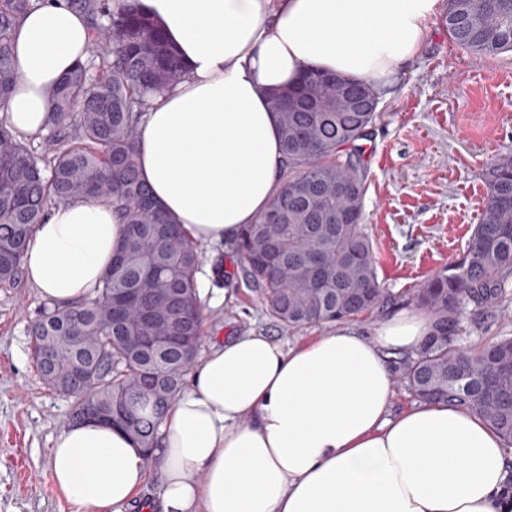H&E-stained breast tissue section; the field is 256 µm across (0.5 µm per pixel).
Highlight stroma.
Masks as SVG:
<instances>
[{
	"label": "stroma",
	"instance_id": "1",
	"mask_svg": "<svg viewBox=\"0 0 512 512\" xmlns=\"http://www.w3.org/2000/svg\"><path fill=\"white\" fill-rule=\"evenodd\" d=\"M447 9L448 0H439L418 57L382 91L367 143L364 225L387 299L379 312L352 320L363 332L462 256L488 202L490 165L512 150V53L491 63L456 48L442 25ZM200 262L228 265L233 281L223 288L217 276L208 278L223 300L203 307L199 354L217 337L253 330L287 346L326 333L323 325L292 330L273 321L259 285L223 248L202 246ZM41 304L28 283L0 288V512H81L50 474L52 440L71 423L72 408L69 397L42 384L32 362L29 328ZM465 321L474 341L512 333V300L492 313L468 306Z\"/></svg>",
	"mask_w": 512,
	"mask_h": 512
}]
</instances>
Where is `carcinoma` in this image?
<instances>
[{"label": "carcinoma", "mask_w": 512, "mask_h": 512, "mask_svg": "<svg viewBox=\"0 0 512 512\" xmlns=\"http://www.w3.org/2000/svg\"><path fill=\"white\" fill-rule=\"evenodd\" d=\"M92 24L86 61L64 78L42 149L0 121V285L20 282L27 246L49 206L112 201L125 247L84 300H45L32 358L49 388L73 398L74 416L118 403L125 429L148 452L192 368L202 335L199 247L155 203L138 165L139 124L151 95L182 77L180 60L137 0H71ZM492 14L448 0L443 26L459 48L489 60L512 51V0ZM31 0H0V99L14 83L13 32ZM287 159L282 188L232 246L246 276L262 285L265 312L300 329L379 309L373 247L362 225L367 172L363 141L379 117L378 91L354 78L306 73L269 97ZM352 186L336 193V183ZM347 213L348 224L336 223ZM278 243L288 260L271 264ZM512 287V151L489 169V198L462 257L411 294L431 316L430 336L401 358V378L421 402L448 403L482 417L512 447V336L463 344L462 314L492 312ZM87 377L71 387L73 367Z\"/></svg>", "instance_id": "cac0c4a2"}]
</instances>
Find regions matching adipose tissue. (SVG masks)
I'll return each instance as SVG.
<instances>
[{
  "label": "adipose tissue",
  "instance_id": "obj_1",
  "mask_svg": "<svg viewBox=\"0 0 512 512\" xmlns=\"http://www.w3.org/2000/svg\"><path fill=\"white\" fill-rule=\"evenodd\" d=\"M439 0H140L183 76L141 122L139 169L191 241L233 242L282 185L271 91L309 71L385 88L416 57ZM86 16L35 0L14 33L17 77L0 120L42 132L54 94L86 59ZM108 201L50 207L23 276L45 299L81 300L124 245ZM428 314L400 311L372 335L339 327L287 347L252 331L214 344L188 374L144 455L95 420L53 440L59 493L86 512H124L149 474L161 512H512V465L478 415L419 402L392 413L386 350L411 352Z\"/></svg>",
  "mask_w": 512,
  "mask_h": 512
}]
</instances>
